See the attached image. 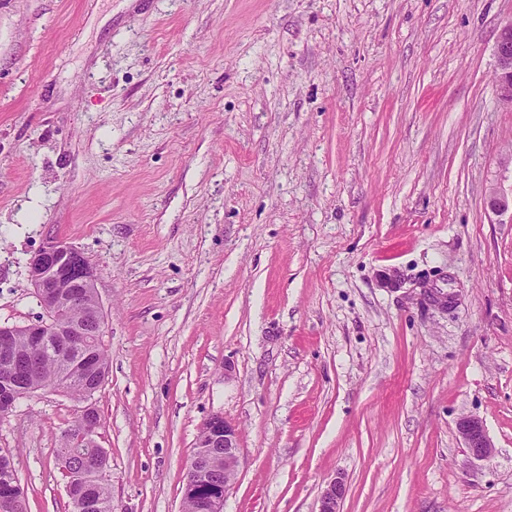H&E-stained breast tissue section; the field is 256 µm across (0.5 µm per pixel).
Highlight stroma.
<instances>
[{
	"label": "stroma",
	"instance_id": "obj_1",
	"mask_svg": "<svg viewBox=\"0 0 512 512\" xmlns=\"http://www.w3.org/2000/svg\"><path fill=\"white\" fill-rule=\"evenodd\" d=\"M511 21L512 0H0V324L40 315L47 239L98 268L113 512H180L215 413L239 432L224 512H316L337 477L342 512H512V223L485 208L512 185ZM80 408L46 389L0 415L26 512H72ZM498 94L504 103L512 106V23L505 24L496 41ZM457 430L471 459L486 461L492 457L495 447L482 420L471 416L463 417L457 422Z\"/></svg>",
	"mask_w": 512,
	"mask_h": 512
}]
</instances>
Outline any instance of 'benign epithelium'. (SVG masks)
<instances>
[{
  "mask_svg": "<svg viewBox=\"0 0 512 512\" xmlns=\"http://www.w3.org/2000/svg\"><path fill=\"white\" fill-rule=\"evenodd\" d=\"M496 86L501 100L512 105V23L505 24L496 41ZM487 209L496 216L509 215L512 219V188H494L486 198ZM27 274L34 296L41 304L43 315L36 321L21 326L1 325L0 335L58 336L68 322L72 309H84L86 328L82 336H104L106 316L98 297L97 270L84 254L65 241H46L28 260ZM457 430L471 459L486 461L494 453V445L484 423L476 417H463ZM195 448L200 455L191 458L185 484L205 486L214 479L215 463L211 448L224 449V485L211 493L205 501L204 512H223L224 498L230 490L240 464L237 428L223 416L215 414L202 426ZM346 484L336 477L325 486L319 497L317 512H341Z\"/></svg>",
  "mask_w": 512,
  "mask_h": 512,
  "instance_id": "7a95c632",
  "label": "benign epithelium"
}]
</instances>
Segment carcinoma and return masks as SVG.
Here are the masks:
<instances>
[{
	"instance_id": "1",
	"label": "carcinoma",
	"mask_w": 512,
	"mask_h": 512,
	"mask_svg": "<svg viewBox=\"0 0 512 512\" xmlns=\"http://www.w3.org/2000/svg\"><path fill=\"white\" fill-rule=\"evenodd\" d=\"M0 343L8 344L22 360H27L33 350L29 336H0ZM45 350L33 366L17 378L0 375V397L10 400L28 388H54L63 378L69 379V389L76 399L83 401L86 381L95 372L109 366V355L99 346L95 337L88 336L80 343L71 342L65 336L42 338ZM85 417L78 414L61 432L58 454H69L79 471L69 479L72 501L88 500L92 508L88 512H112V491L105 482L96 479L98 464L107 461V453L93 437L85 434ZM0 498H8L14 504V512H25L24 492L19 483L11 452L0 448Z\"/></svg>"
}]
</instances>
